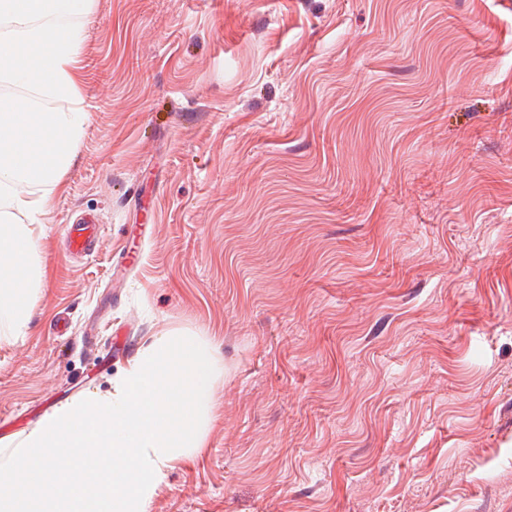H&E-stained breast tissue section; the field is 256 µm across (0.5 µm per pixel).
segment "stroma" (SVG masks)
Segmentation results:
<instances>
[{
	"label": "stroma",
	"mask_w": 512,
	"mask_h": 512,
	"mask_svg": "<svg viewBox=\"0 0 512 512\" xmlns=\"http://www.w3.org/2000/svg\"><path fill=\"white\" fill-rule=\"evenodd\" d=\"M58 22L84 30L87 120L36 216L29 332L0 344V439L182 329L224 381L150 512H512V0ZM65 236L73 254H86L101 238L97 224L88 221L67 225Z\"/></svg>",
	"instance_id": "35a3bbf8"
}]
</instances>
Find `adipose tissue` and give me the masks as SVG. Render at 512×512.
I'll use <instances>...</instances> for the list:
<instances>
[{
	"instance_id": "adipose-tissue-1",
	"label": "adipose tissue",
	"mask_w": 512,
	"mask_h": 512,
	"mask_svg": "<svg viewBox=\"0 0 512 512\" xmlns=\"http://www.w3.org/2000/svg\"><path fill=\"white\" fill-rule=\"evenodd\" d=\"M93 0H0V83L29 86L67 102L46 112L31 99L0 96V343L26 335L39 286L34 216L70 167L83 132L77 71L82 30L54 24L61 12L91 13Z\"/></svg>"
}]
</instances>
